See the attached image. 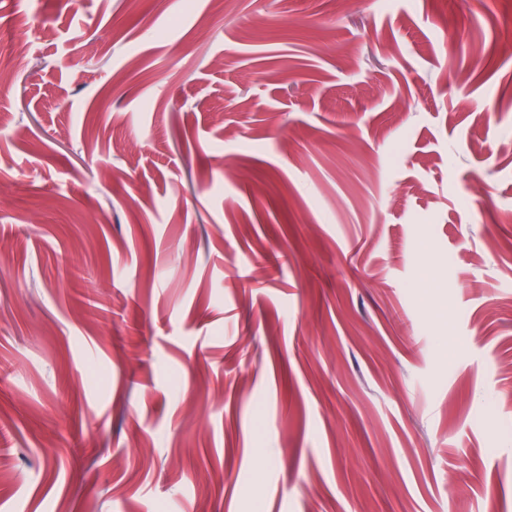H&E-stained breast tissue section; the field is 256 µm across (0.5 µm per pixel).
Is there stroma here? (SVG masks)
I'll use <instances>...</instances> for the list:
<instances>
[{
  "label": "stroma",
  "mask_w": 512,
  "mask_h": 512,
  "mask_svg": "<svg viewBox=\"0 0 512 512\" xmlns=\"http://www.w3.org/2000/svg\"><path fill=\"white\" fill-rule=\"evenodd\" d=\"M0 456V512H512V0H0Z\"/></svg>",
  "instance_id": "obj_1"
}]
</instances>
